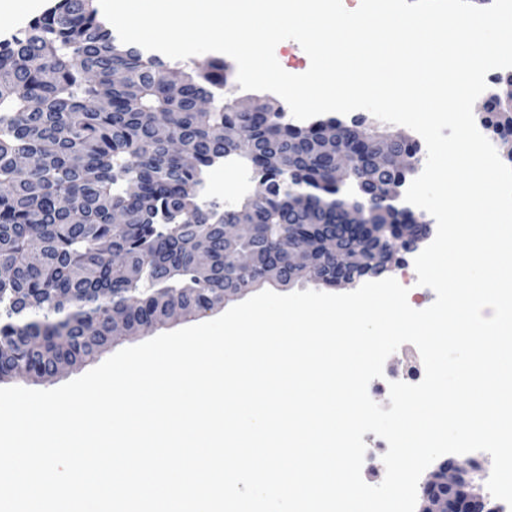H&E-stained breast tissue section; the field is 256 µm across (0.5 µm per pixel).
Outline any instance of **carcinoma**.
<instances>
[{"instance_id": "cac0c4a2", "label": "carcinoma", "mask_w": 512, "mask_h": 512, "mask_svg": "<svg viewBox=\"0 0 512 512\" xmlns=\"http://www.w3.org/2000/svg\"><path fill=\"white\" fill-rule=\"evenodd\" d=\"M121 42L95 0H57L0 42V378L28 370L51 377L58 363L96 359L112 347V312L138 333L144 316L165 323L177 307L196 317L224 305V291L332 275L336 263L369 262L341 237L331 271L288 275V243L321 240L358 210L364 224H416L387 196L410 171L386 165L364 119L343 143L365 145L343 183L313 150L320 120L288 123L285 110L234 107L224 61L203 57L179 71ZM491 131L512 118L489 102ZM237 161L260 185L234 209L201 196L209 170ZM237 238L224 243V225ZM249 254L243 268L238 256Z\"/></svg>"}]
</instances>
